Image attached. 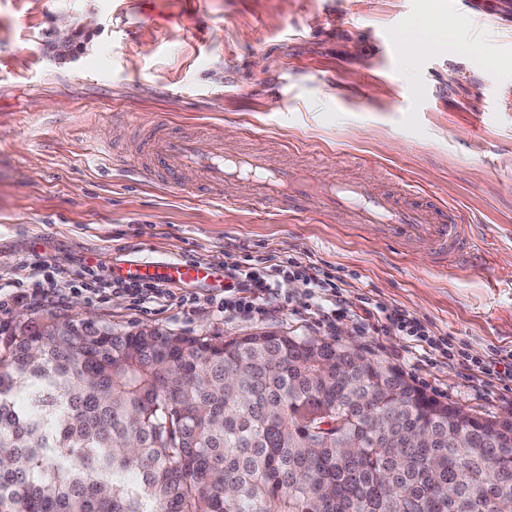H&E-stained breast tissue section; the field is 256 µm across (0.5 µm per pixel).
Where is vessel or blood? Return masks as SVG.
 I'll return each mask as SVG.
<instances>
[{
	"instance_id": "b4317fda",
	"label": "vessel or blood",
	"mask_w": 512,
	"mask_h": 512,
	"mask_svg": "<svg viewBox=\"0 0 512 512\" xmlns=\"http://www.w3.org/2000/svg\"><path fill=\"white\" fill-rule=\"evenodd\" d=\"M122 162L135 179L162 181L191 196L220 195L228 205L244 201L258 209L272 207L299 215H328L345 224L376 226L393 242L423 245L438 261L469 247L457 216L424 204L414 185L403 181L395 191L376 194L362 181L332 178L322 158L299 166L275 167L266 153L228 152L220 139L213 140L204 152L195 134H176L156 125L134 152L123 154ZM188 173L195 174L194 183H183L182 178ZM124 275L199 283L211 280L212 269L181 261L146 262L125 268Z\"/></svg>"
}]
</instances>
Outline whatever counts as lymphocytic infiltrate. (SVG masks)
Listing matches in <instances>:
<instances>
[{
	"label": "lymphocytic infiltrate",
	"mask_w": 512,
	"mask_h": 512,
	"mask_svg": "<svg viewBox=\"0 0 512 512\" xmlns=\"http://www.w3.org/2000/svg\"><path fill=\"white\" fill-rule=\"evenodd\" d=\"M46 267V260L37 258L31 264V273L7 286H0V314L11 312L19 304H33L48 296L62 300L72 293L84 294L91 302H102L112 290L130 297L135 307L144 310L175 305L194 308L205 304L219 314L256 318L270 313L278 299L281 279L301 277L309 285L304 309L311 311L326 326L336 327L340 319L348 317L361 331L394 329L401 332L427 362L434 364L444 360L449 366L462 367L470 381L481 384L495 380L512 382L511 351L485 360L474 358L465 344H456L448 337L433 334L403 309L379 308L366 296L361 297L358 312H349L341 287L321 278L316 267L304 268L290 259L260 268L225 269L223 289L204 297L195 292H175L162 280L115 278L110 288L104 289L96 280L90 279L89 266H81L65 277L47 275Z\"/></svg>",
	"instance_id": "f902f5d3"
}]
</instances>
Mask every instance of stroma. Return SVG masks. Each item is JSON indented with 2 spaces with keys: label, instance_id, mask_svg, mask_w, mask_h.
Returning a JSON list of instances; mask_svg holds the SVG:
<instances>
[{
  "label": "stroma",
  "instance_id": "35a3bbf8",
  "mask_svg": "<svg viewBox=\"0 0 512 512\" xmlns=\"http://www.w3.org/2000/svg\"><path fill=\"white\" fill-rule=\"evenodd\" d=\"M76 25L55 57L59 20ZM93 28H84L85 20ZM441 25L442 48L409 56L394 31ZM490 60L470 64L472 49ZM204 130L224 148L275 165L353 154L337 167L372 190L417 185L459 210L476 257L442 269L423 247L322 216L186 196L140 183L118 156L135 143L129 117ZM67 274L194 255L214 268L293 259L341 278L347 300L407 310L475 357L512 350V0H0V285L33 255ZM294 280L259 320L198 308H132L114 293H74L0 315V324L87 312L119 330L161 327L227 338L255 332L351 341L435 399L512 417V390L406 353L401 333L318 324Z\"/></svg>",
  "mask_w": 512,
  "mask_h": 512
}]
</instances>
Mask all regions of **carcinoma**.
<instances>
[{"label":"carcinoma","mask_w":512,"mask_h":512,"mask_svg":"<svg viewBox=\"0 0 512 512\" xmlns=\"http://www.w3.org/2000/svg\"><path fill=\"white\" fill-rule=\"evenodd\" d=\"M512 421L353 347L80 319L0 328V512H494Z\"/></svg>","instance_id":"obj_1"}]
</instances>
